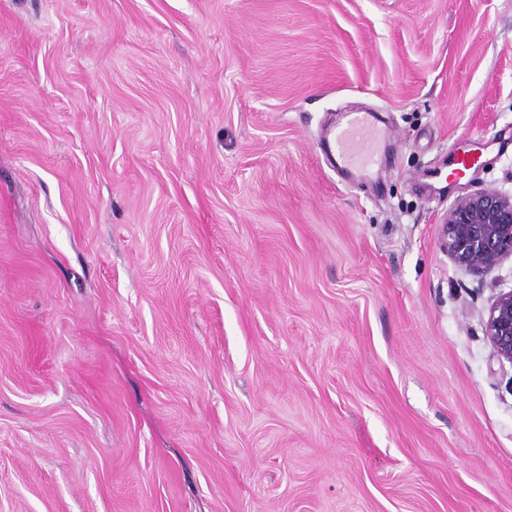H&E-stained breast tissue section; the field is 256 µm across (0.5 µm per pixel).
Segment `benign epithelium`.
<instances>
[{
	"mask_svg": "<svg viewBox=\"0 0 512 512\" xmlns=\"http://www.w3.org/2000/svg\"><path fill=\"white\" fill-rule=\"evenodd\" d=\"M441 250L460 270L484 277L512 260V195L483 189L459 196L441 224ZM483 332L500 360L512 364V289L491 302Z\"/></svg>",
	"mask_w": 512,
	"mask_h": 512,
	"instance_id": "7a95c632",
	"label": "benign epithelium"
}]
</instances>
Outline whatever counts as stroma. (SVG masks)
Returning <instances> with one entry per match:
<instances>
[{
    "instance_id": "obj_1",
    "label": "stroma",
    "mask_w": 512,
    "mask_h": 512,
    "mask_svg": "<svg viewBox=\"0 0 512 512\" xmlns=\"http://www.w3.org/2000/svg\"><path fill=\"white\" fill-rule=\"evenodd\" d=\"M480 189L512 0H0V512H512ZM368 116L349 112L344 122L330 131L335 140L338 165L344 170L360 169L373 161L377 130ZM441 250L465 273L484 277L512 260V195L483 189L459 196L441 224Z\"/></svg>"
}]
</instances>
